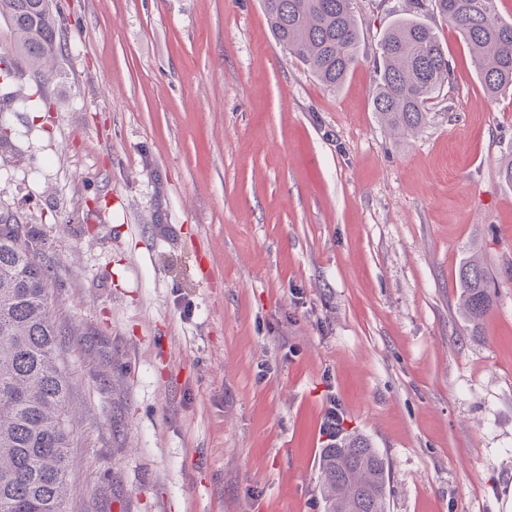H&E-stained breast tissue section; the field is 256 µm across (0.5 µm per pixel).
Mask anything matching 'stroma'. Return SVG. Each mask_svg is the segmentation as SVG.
<instances>
[{"label":"stroma","mask_w":512,"mask_h":512,"mask_svg":"<svg viewBox=\"0 0 512 512\" xmlns=\"http://www.w3.org/2000/svg\"><path fill=\"white\" fill-rule=\"evenodd\" d=\"M55 73L12 92L0 214L38 240L80 417L69 512H324L328 410L388 466L389 512H512V94L459 33L398 139L373 60L409 0H355L325 88L262 0H53ZM495 283L480 325L458 268Z\"/></svg>","instance_id":"obj_1"}]
</instances>
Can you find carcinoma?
Segmentation results:
<instances>
[{
  "instance_id": "carcinoma-1",
  "label": "carcinoma",
  "mask_w": 512,
  "mask_h": 512,
  "mask_svg": "<svg viewBox=\"0 0 512 512\" xmlns=\"http://www.w3.org/2000/svg\"><path fill=\"white\" fill-rule=\"evenodd\" d=\"M351 0H263L272 32L330 90L359 63L360 35ZM498 0H412L415 13L435 10L465 40L484 88L512 87V22ZM12 38L0 53L8 83L17 61L50 78L61 51L49 0H0V21ZM373 106L396 136L429 120L428 104L453 72L438 33L401 17L382 36L375 65ZM38 243L0 218V512H68L70 448L76 428L67 411L72 383L61 358V332L50 317L47 270ZM463 309L479 325L493 303L490 278L477 255L458 270ZM325 512H388L386 465L362 436L345 435L321 450Z\"/></svg>"
}]
</instances>
